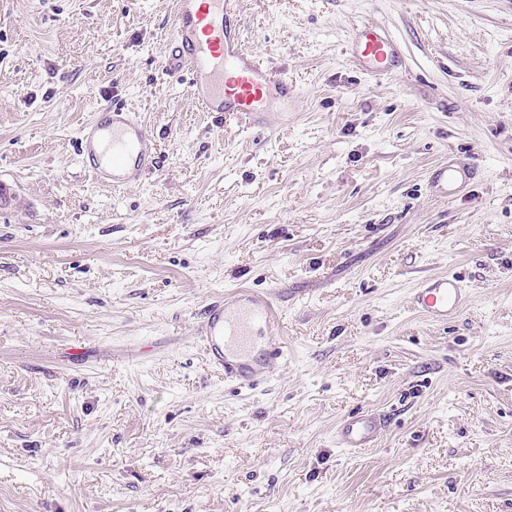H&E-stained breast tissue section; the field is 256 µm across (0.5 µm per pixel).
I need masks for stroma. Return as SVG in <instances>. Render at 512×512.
Listing matches in <instances>:
<instances>
[{
  "mask_svg": "<svg viewBox=\"0 0 512 512\" xmlns=\"http://www.w3.org/2000/svg\"><path fill=\"white\" fill-rule=\"evenodd\" d=\"M239 2L300 88L260 138L163 74L174 0H0V512H512V0ZM115 99L161 158L117 190L76 150ZM449 271L458 317L413 312ZM239 288L288 340L252 389L196 339ZM360 408L395 419L353 454ZM344 50L367 73L395 74L401 67L397 44L381 28L362 26L354 29L345 40ZM462 171L464 170L448 163L435 167L428 173L427 177L430 192L442 199L453 198L459 189V183L462 181ZM390 422L388 412L361 410L349 413L336 426V446L347 450L373 448Z\"/></svg>",
  "mask_w": 512,
  "mask_h": 512,
  "instance_id": "obj_1",
  "label": "stroma"
}]
</instances>
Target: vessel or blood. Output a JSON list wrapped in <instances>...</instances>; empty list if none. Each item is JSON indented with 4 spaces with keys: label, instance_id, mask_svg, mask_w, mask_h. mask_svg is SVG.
<instances>
[{
    "label": "vessel or blood",
    "instance_id": "1",
    "mask_svg": "<svg viewBox=\"0 0 512 512\" xmlns=\"http://www.w3.org/2000/svg\"><path fill=\"white\" fill-rule=\"evenodd\" d=\"M176 23L163 72H188L192 97L203 111L221 112L258 130L269 123L274 100L293 101L296 84L274 71L244 43L238 0H175ZM346 54L368 73H398L400 53L393 38L377 27L362 26L344 43ZM83 168L96 180L121 188L157 165L154 136L127 106L110 102L78 139ZM461 169L445 163L427 177L430 192L454 197ZM467 299L463 280L453 272L432 277L416 288L410 307L445 323L457 316ZM198 340L212 368L225 380L251 388L269 379L288 358V345L274 328L271 297L247 294L233 305L207 304L198 326ZM389 413L361 410L343 416L336 426V445L347 450L374 447L389 428Z\"/></svg>",
    "mask_w": 512,
    "mask_h": 512
}]
</instances>
